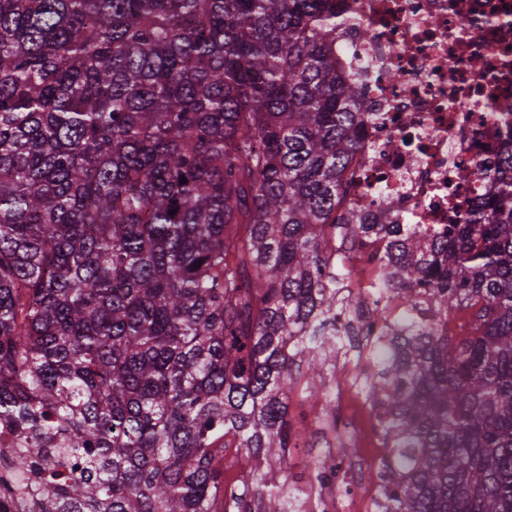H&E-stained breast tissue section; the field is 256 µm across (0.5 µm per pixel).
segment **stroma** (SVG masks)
Wrapping results in <instances>:
<instances>
[{
  "label": "stroma",
  "mask_w": 512,
  "mask_h": 512,
  "mask_svg": "<svg viewBox=\"0 0 512 512\" xmlns=\"http://www.w3.org/2000/svg\"><path fill=\"white\" fill-rule=\"evenodd\" d=\"M364 364L357 351L344 354L329 349L317 371H310L304 365L293 370L288 402L291 410L308 412L307 424L293 426L295 446L289 449L285 463L263 462L259 471L268 485L303 490L304 512H316L317 494L314 476L306 467L308 460L344 445L351 447L352 454L343 466L341 487L357 484L369 495L377 493L371 474L385 450L378 439L377 419L362 386ZM321 385L331 391V400L313 396V388Z\"/></svg>",
  "instance_id": "35a3bbf8"
}]
</instances>
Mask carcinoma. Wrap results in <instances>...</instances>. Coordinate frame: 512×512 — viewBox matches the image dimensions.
<instances>
[{
  "label": "carcinoma",
  "mask_w": 512,
  "mask_h": 512,
  "mask_svg": "<svg viewBox=\"0 0 512 512\" xmlns=\"http://www.w3.org/2000/svg\"><path fill=\"white\" fill-rule=\"evenodd\" d=\"M335 37L332 0H0V494L214 512V460L286 461L296 359L356 322L373 512H512V153L477 220L353 223ZM350 275L349 282L350 288H367L369 283L377 274L375 265H369L365 260H352L349 265ZM479 307L462 308L448 317V334L454 336L456 340L470 336L474 315Z\"/></svg>",
  "instance_id": "cac0c4a2"
}]
</instances>
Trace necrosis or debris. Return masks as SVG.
Returning a JSON list of instances; mask_svg holds the SVG:
<instances>
[{
  "instance_id": "4bbe7bcc",
  "label": "necrosis or debris",
  "mask_w": 512,
  "mask_h": 512,
  "mask_svg": "<svg viewBox=\"0 0 512 512\" xmlns=\"http://www.w3.org/2000/svg\"><path fill=\"white\" fill-rule=\"evenodd\" d=\"M333 50L364 88L349 198L440 229L496 194L512 151V0H336Z\"/></svg>"
}]
</instances>
